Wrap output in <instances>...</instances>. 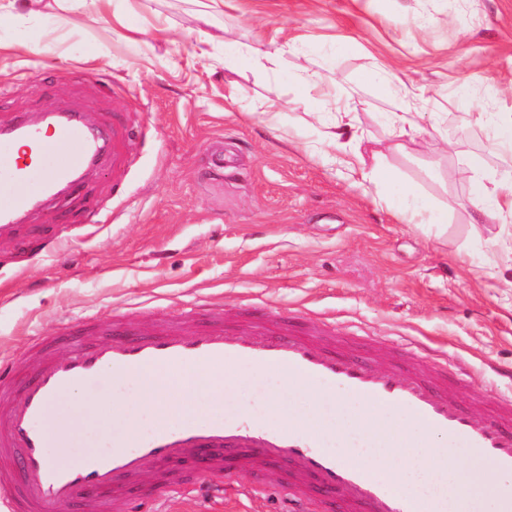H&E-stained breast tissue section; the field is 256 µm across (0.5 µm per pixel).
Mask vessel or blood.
<instances>
[{"label": "vessel or blood", "mask_w": 512, "mask_h": 512, "mask_svg": "<svg viewBox=\"0 0 512 512\" xmlns=\"http://www.w3.org/2000/svg\"><path fill=\"white\" fill-rule=\"evenodd\" d=\"M125 134L121 119L94 126L72 108L57 110L47 130L25 117L0 126V183L12 193L10 205L0 204V235L22 220L36 197L50 199L60 189L80 185L104 159H111L113 169L126 168ZM37 174L42 180L33 194L27 186ZM93 331L91 339L69 337L63 356L55 353V339H42L41 360L26 379H18L15 367H0V502L9 512H58L76 502L88 512H110L112 503L132 502L131 485L143 470L153 469L166 482L175 467L194 461L229 471L285 464L293 501L314 491L335 498L342 512H417L415 492L376 480L364 465L342 463L315 435L263 426L242 414L160 426L130 448L100 432V454L52 464L49 404L77 383L98 388L107 369L130 376L153 367L240 359L260 369L284 367L385 408H407L429 430L480 449L496 469L512 472V399L488 408L479 400L464 405L466 377L449 372L447 361L425 356L421 346H407L404 357H390L376 368L336 354L330 326L301 328L278 319L253 322L230 334L216 310L201 322L187 316L132 339L118 337L112 325H97Z\"/></svg>", "instance_id": "b4317fda"}]
</instances>
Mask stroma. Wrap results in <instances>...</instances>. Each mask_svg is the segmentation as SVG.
Segmentation results:
<instances>
[{
    "label": "stroma",
    "mask_w": 512,
    "mask_h": 512,
    "mask_svg": "<svg viewBox=\"0 0 512 512\" xmlns=\"http://www.w3.org/2000/svg\"><path fill=\"white\" fill-rule=\"evenodd\" d=\"M58 21L73 37L38 65L26 45L54 21L27 14L0 28V123L63 106L95 122L118 112L133 129L132 165L120 176L104 163L55 205L56 222L33 210L0 237V361L28 370L38 338L87 318L147 330L211 305L228 324L330 323L359 356L417 341L465 372L472 396L512 397V269L499 259L512 226L472 223L481 204L465 170L474 154L512 170L479 118L512 113V0H113ZM259 41L288 43L275 70L240 65L236 48ZM300 66L320 72V89L303 93ZM350 95L364 147L432 207L454 202L447 228L399 222L389 188L355 185L316 155ZM401 102L421 130L394 151L385 114ZM105 203V222L77 225ZM267 387L238 366L220 416ZM110 399L82 387L50 405V460L95 449L76 403ZM195 479L257 493L157 502L148 472L146 512L287 506L282 471L266 485L244 470Z\"/></svg>",
    "instance_id": "1"
}]
</instances>
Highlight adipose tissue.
Listing matches in <instances>:
<instances>
[{
	"instance_id": "obj_1",
	"label": "adipose tissue",
	"mask_w": 512,
	"mask_h": 512,
	"mask_svg": "<svg viewBox=\"0 0 512 512\" xmlns=\"http://www.w3.org/2000/svg\"><path fill=\"white\" fill-rule=\"evenodd\" d=\"M350 122H337L327 141L331 149L329 160L338 170L360 175L362 181L385 183L396 193V213L401 221L413 222L415 216L427 215L430 223H444L447 211L432 210L429 203L416 196L391 167L382 162L380 152L363 154L360 150L346 151L344 139ZM471 174V193L482 200L488 215L500 219H512V174L501 175L485 170L481 157H473L467 163ZM233 375L230 367L214 365L208 368H151L141 371L132 380L133 392L114 391L113 408H121L130 401L159 408L166 413L189 409L192 399L188 392L203 390L210 404H221L224 398V383Z\"/></svg>"
}]
</instances>
